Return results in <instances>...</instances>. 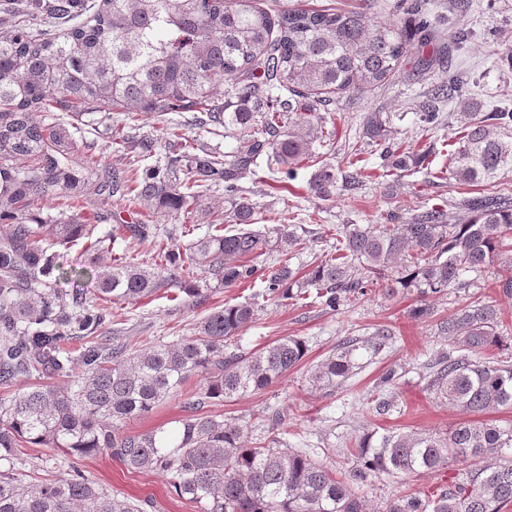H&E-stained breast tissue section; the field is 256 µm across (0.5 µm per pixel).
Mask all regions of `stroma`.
<instances>
[{
    "label": "stroma",
    "mask_w": 512,
    "mask_h": 512,
    "mask_svg": "<svg viewBox=\"0 0 512 512\" xmlns=\"http://www.w3.org/2000/svg\"><path fill=\"white\" fill-rule=\"evenodd\" d=\"M265 2L276 11L333 7L362 10L382 23L404 18L399 0ZM448 3L449 0H428L427 9L437 42H444L459 30L469 34L462 47L449 51V67L473 77L470 96L482 111L512 107V62L503 56L505 48L512 46V0H470V7L464 12L449 8ZM437 79V74L419 71L414 60H406L387 85L366 93L337 96L332 112L325 115L323 136L314 146L315 161L302 163L294 177L280 179L262 165L240 178V186L256 205L257 227L270 231L288 224L299 238V245L291 253L292 268L306 270L334 254L336 242L348 224H397L431 208L452 213L461 221L467 219L461 200L482 195L483 190L458 185L449 170L448 157L460 136V115L465 106L456 100L443 104L431 129L420 120L421 105ZM369 112L389 116V140L403 151L424 155L422 166L403 173L383 168L381 144L362 136L363 118ZM118 126L161 139L168 129L177 127L197 139L204 149L222 153L235 145L223 128L200 129L192 125L187 112H95L72 133L82 166L98 170L128 167L129 154L112 149V130ZM350 151L357 154V167L367 173L364 182L357 189H340L331 199H320L310 185L318 162L339 165ZM228 208L224 191L218 188L197 199L192 217L186 221L160 214L146 216L144 209L120 196L106 204L85 205L83 213L95 217L103 232L117 224L155 225V235L143 240H121L114 247L116 254L141 262L152 260L157 241L172 237L186 244L203 235L211 212ZM279 259L275 251L256 259L260 275L277 265ZM498 270V264H491L476 286L451 288L431 297L429 303L435 314L424 320L410 314L419 302L413 289L389 293L376 286L330 311L313 297H260L263 283L259 275L251 284L217 289L201 300L186 296L177 286L164 287L152 298L114 307L112 322L103 333L113 343L134 351L194 335L198 323L213 307L254 303V319L239 340L241 352L254 353L282 337L299 336L306 340L308 354L287 377L254 394L210 402L207 412L246 425L250 441L255 442L268 435L264 414L279 411V436L288 447L309 452L314 459L346 472L356 466L355 457L348 452L350 442L363 432L444 433L465 420V413L429 390L426 364L430 354L444 345L438 335V318L474 300L496 306L505 341L512 344V298L499 294L495 284ZM380 328L388 329L390 335L380 350L364 357L357 374L333 389L313 385L312 371L339 344L355 338L368 339ZM390 369L396 374L395 399L389 412L379 414L373 410L372 401L378 394L380 376ZM74 464L111 494L150 501L148 512L203 510L202 505L179 499L165 475L128 470L104 454L75 461L57 448L31 447L16 461L15 472L26 482L58 479L67 477ZM459 474L456 466L427 475L380 474L357 482L355 492L367 503L369 512H385L397 497L439 493L441 486L454 483Z\"/></svg>",
    "instance_id": "stroma-1"
}]
</instances>
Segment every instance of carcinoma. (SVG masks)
I'll return each instance as SVG.
<instances>
[{"label":"carcinoma","instance_id":"1","mask_svg":"<svg viewBox=\"0 0 512 512\" xmlns=\"http://www.w3.org/2000/svg\"><path fill=\"white\" fill-rule=\"evenodd\" d=\"M257 0H31L29 8L67 26L50 36L21 14L0 35V386L18 376L27 391L0 399V512H145L150 502L119 498L78 466L53 482L25 483L15 477L14 460L31 445L60 448L73 457L104 453L129 470L170 476L176 494L203 505V512H363L352 485L369 475L430 474L471 463L465 478L424 502L415 494L394 500L387 512H500L512 503V421L460 422L444 434L367 432L352 448L356 469L335 471L306 453L280 447L272 438L244 446V428L202 412L211 400L261 391L288 375L306 357V341L287 336L244 355L228 342L248 327V304L212 309L194 336L130 352L98 331L112 323V305L147 299L170 282L206 271L214 287L251 279L246 260L270 250L280 266L265 280V293L302 298L316 290L333 310L349 296L366 292L394 265V285L413 288L423 303L412 309L427 318L426 299L450 288H467L497 262V287L512 297V198L505 193L463 200L469 211L460 224L431 210L404 224H350L336 255L299 274L288 251L297 244L283 228L271 238L251 228L256 205L242 194L243 173L266 159L286 178L298 163L315 158L322 127L297 114L319 117L334 97L367 92L394 78L417 36L418 66L443 63L446 46L435 42L425 0H410L415 34L395 23L376 24L363 11L291 9L277 15ZM228 82L224 98L216 82ZM467 80L450 72L431 90L421 119L433 124L439 104L465 92ZM62 109L79 118L87 112H191L199 128L222 126L236 132L237 146L224 155H200L195 140L172 129L177 148L157 153L149 134L115 130L117 149L133 148L140 174L128 170L87 172L73 167L75 142L64 124H40L36 112ZM461 114L462 135L450 151L454 178L464 186H495L512 173V109L478 117ZM380 113L366 116V134L387 135ZM355 163L317 168L313 189L321 198L359 182ZM224 187L229 218L218 215L207 232L189 242H170L158 262L144 265L115 258L94 272L93 297L56 287L74 278L56 265L54 248L80 239L110 253L115 235H96L97 225L74 212L43 217L38 204L72 189L100 202L129 195L148 211L189 216L201 194ZM120 236L145 239L149 224H120ZM439 332L448 351L429 363L428 388L448 404L471 413L512 409V357L489 361L482 354L500 347L503 335L496 307L474 301L442 318ZM376 340L344 343L316 366L314 385L334 388L361 368V351L378 350ZM82 367L72 379L74 364ZM201 384L183 403L184 415L168 429L128 434L120 426L151 412L182 392L193 377Z\"/></svg>","mask_w":512,"mask_h":512}]
</instances>
